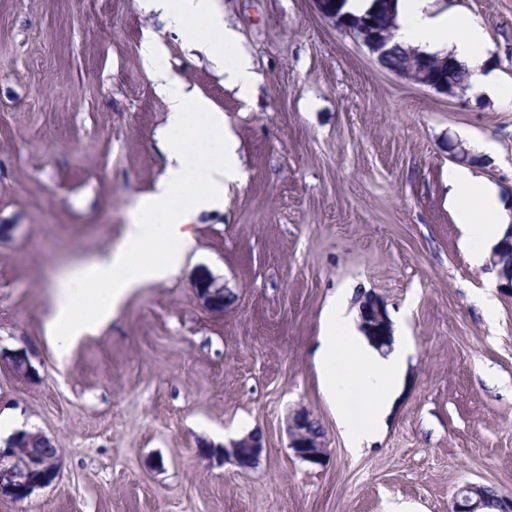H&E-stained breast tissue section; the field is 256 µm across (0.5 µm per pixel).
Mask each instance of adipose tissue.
I'll list each match as a JSON object with an SVG mask.
<instances>
[{
    "mask_svg": "<svg viewBox=\"0 0 512 512\" xmlns=\"http://www.w3.org/2000/svg\"><path fill=\"white\" fill-rule=\"evenodd\" d=\"M432 2L396 0V42L453 56L468 67L469 85L476 94L512 102V83L485 63L488 44L483 27L457 11H436ZM144 6L161 12L196 51L222 64L227 80L242 95L253 93L256 75L216 0H144ZM140 57L168 106V121L158 135L168 161L166 174L153 193L137 201L122 243L57 286L48 328L65 348L111 323L123 300L140 284L177 276L185 255L196 245V215L223 208L229 184L244 176L237 141L224 124L223 111L172 71L165 43L146 37ZM448 185L455 220L463 227L474 261H482L485 247L498 242L511 218L494 189L471 170H449ZM408 352L403 344L385 354L375 349L357 333L345 297L331 299L317 364L322 389L336 409L350 448L361 449L380 432ZM354 389L364 397L356 420L346 407Z\"/></svg>",
    "mask_w": 512,
    "mask_h": 512,
    "instance_id": "ef3b65f1",
    "label": "adipose tissue"
}]
</instances>
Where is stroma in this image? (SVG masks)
I'll return each instance as SVG.
<instances>
[{"label": "stroma", "instance_id": "obj_1", "mask_svg": "<svg viewBox=\"0 0 512 512\" xmlns=\"http://www.w3.org/2000/svg\"><path fill=\"white\" fill-rule=\"evenodd\" d=\"M217 4L251 58V98L140 0H0V351L28 349L36 370L0 366V414L59 454L51 485L0 512H450L469 483L512 493V296L486 288L448 200L459 140L512 206V103L408 83L316 0ZM434 5L482 24L512 82V0ZM148 35L223 111L245 177L197 214L177 278L137 288L63 354L55 283L116 247L166 172ZM203 276L231 292L223 308L202 306ZM370 290L414 352L355 453L314 354L328 299L353 312ZM298 408L324 426L323 464L288 446ZM251 432L264 449L249 471L205 450Z\"/></svg>", "mask_w": 512, "mask_h": 512}]
</instances>
